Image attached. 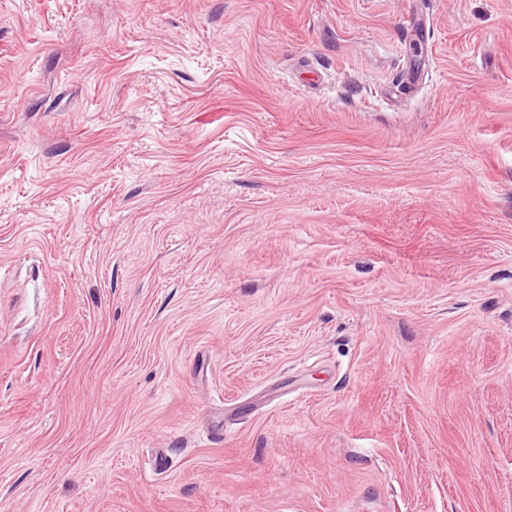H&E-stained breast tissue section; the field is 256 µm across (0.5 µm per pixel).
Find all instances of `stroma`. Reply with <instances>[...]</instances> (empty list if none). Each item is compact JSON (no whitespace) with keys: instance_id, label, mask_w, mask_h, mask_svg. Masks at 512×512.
<instances>
[{"instance_id":"1","label":"stroma","mask_w":512,"mask_h":512,"mask_svg":"<svg viewBox=\"0 0 512 512\" xmlns=\"http://www.w3.org/2000/svg\"><path fill=\"white\" fill-rule=\"evenodd\" d=\"M0 267V512H512V0H0Z\"/></svg>"}]
</instances>
